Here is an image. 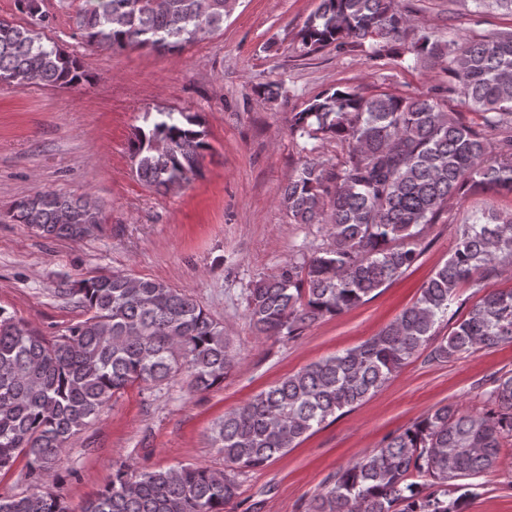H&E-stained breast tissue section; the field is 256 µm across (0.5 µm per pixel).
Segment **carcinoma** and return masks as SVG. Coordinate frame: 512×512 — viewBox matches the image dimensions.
Listing matches in <instances>:
<instances>
[{"label":"carcinoma","mask_w":512,"mask_h":512,"mask_svg":"<svg viewBox=\"0 0 512 512\" xmlns=\"http://www.w3.org/2000/svg\"><path fill=\"white\" fill-rule=\"evenodd\" d=\"M31 19H0V83L19 89H72L88 80L78 56L37 28L48 16L38 0H14ZM230 0H85L76 26L89 48L182 50L221 29ZM410 17L397 0H320L301 29L310 51L369 43L378 58L407 36ZM410 52L448 58L450 91L483 115L478 128L444 110L432 95L366 96L333 88L290 119L300 137L349 148L327 170L306 161L288 179L280 206L296 224L326 227V247L300 266L251 284L248 317L259 334L293 338L326 317L349 311L419 260L420 227L436 222L469 188L512 193V32L468 41L447 52L424 36ZM209 149L197 113L157 112L129 139L139 179L157 191L189 181ZM11 219L55 238H79L101 223L89 196L36 191L14 202ZM512 269V216L491 213L461 224L448 260L415 302L361 345L309 364L224 413L213 445L224 469L198 464L141 471L112 463V476L80 512H227L239 476L285 455L345 408L379 391L423 350L448 362L464 353L512 343V288L486 290L485 279ZM483 297L446 336L438 327L463 283ZM63 293L86 317L48 338L0 307V471L27 458L29 492L0 498V512H71L44 485L69 437L98 418L112 397L137 384L183 381L192 392L224 383L236 353L224 326L185 290L114 272L81 279ZM479 411L434 409L324 483L306 512H467L476 496L468 479L492 470L512 440V372L493 375Z\"/></svg>","instance_id":"1"}]
</instances>
